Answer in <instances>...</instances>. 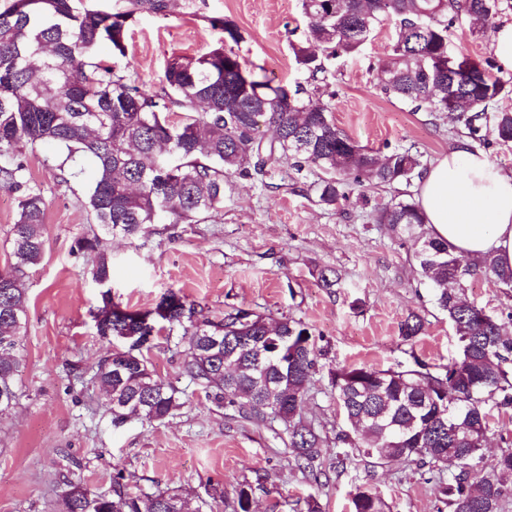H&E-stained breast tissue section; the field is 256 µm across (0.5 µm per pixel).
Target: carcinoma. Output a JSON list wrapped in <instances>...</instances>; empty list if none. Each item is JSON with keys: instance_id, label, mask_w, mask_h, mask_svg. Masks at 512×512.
<instances>
[{"instance_id": "obj_1", "label": "carcinoma", "mask_w": 512, "mask_h": 512, "mask_svg": "<svg viewBox=\"0 0 512 512\" xmlns=\"http://www.w3.org/2000/svg\"><path fill=\"white\" fill-rule=\"evenodd\" d=\"M168 8L166 0H128L113 11L95 0H7L0 8V188L15 194L16 222L10 231L13 263L0 272V411L15 405L22 368L21 336L26 332L27 271L45 255L43 191L27 174L23 155L39 146L58 150L62 182L93 176L84 206L93 223L133 238L154 224H221L224 180H263L268 166L286 161L296 170L321 173L314 183L318 202L336 204L352 181L376 185L410 183L422 175L420 156L393 150L384 157L341 131L329 107L279 96L274 85L250 71L228 44L243 35L231 21L213 18L224 45L194 58L167 62L158 91L146 90L115 65L95 61L98 45L126 54L128 22L141 8ZM307 19L304 39L293 46L296 63L311 76L323 59L354 53L386 18L398 20L392 53L380 66L387 94L415 110L455 113L467 137L483 146L512 142V111L495 103L509 93L483 62L456 57L448 28L460 16L487 25L497 0H301ZM182 121L169 120L171 109ZM278 130L275 140L262 129ZM374 222L406 230L424 224L418 205L400 200L379 209ZM91 257L90 273L101 288L93 312L97 335L122 336L99 362L96 377L112 412V424L145 409L143 420L162 422L180 407L175 388L154 378L146 352L161 328L185 345L182 374L227 402L261 419L288 426L294 461L317 479L323 474L321 439L297 421L316 372L320 350L300 322H277L246 309L214 320L174 290L156 306L130 311L112 302V260L94 235L77 241ZM421 276L434 289L437 307L455 327L459 353L433 373L343 367L333 374L336 401L347 421L360 423L337 441L380 461L402 460L440 467L456 459L458 471L439 478L453 512H502L507 495L502 477L512 475V449L486 463L482 454L489 410L512 406V337L498 320L463 300V282L474 268L512 288V269L493 260L456 254L433 237L415 252ZM417 315L399 327L405 342L422 333ZM62 512H190L176 491H160L146 502L129 496L120 481L110 496L96 494L70 478L63 481ZM353 512H385L381 496L366 484L352 493Z\"/></svg>"}]
</instances>
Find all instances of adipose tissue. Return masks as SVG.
Returning a JSON list of instances; mask_svg holds the SVG:
<instances>
[{
    "label": "adipose tissue",
    "mask_w": 512,
    "mask_h": 512,
    "mask_svg": "<svg viewBox=\"0 0 512 512\" xmlns=\"http://www.w3.org/2000/svg\"><path fill=\"white\" fill-rule=\"evenodd\" d=\"M417 204L433 238L471 259L512 268V173L466 143L450 146L422 175Z\"/></svg>",
    "instance_id": "adipose-tissue-1"
}]
</instances>
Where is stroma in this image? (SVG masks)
Returning <instances> with one entry per match:
<instances>
[{
  "label": "stroma",
  "mask_w": 512,
  "mask_h": 512,
  "mask_svg": "<svg viewBox=\"0 0 512 512\" xmlns=\"http://www.w3.org/2000/svg\"><path fill=\"white\" fill-rule=\"evenodd\" d=\"M215 17L240 28L244 39L236 51L249 69L329 104L337 127L360 145L382 155L407 149L427 166L460 138L448 114L414 110L382 91L378 65L394 41L392 19L357 52L325 59L314 78L297 66L292 51L306 29L299 0H171L167 14L134 15L125 56L113 57L104 45L98 57L159 89L171 57H198L223 39L210 24ZM508 23L512 0H500L484 32L467 18L456 19L452 53L487 62L494 78L512 86V70L501 67L492 48L496 28ZM55 155L50 146L26 154L28 173L46 199V250L26 280L19 398L0 414V512H58L64 478L108 495L118 476L143 500L180 491L191 512H235L245 485L252 490L251 512H295L308 501L319 512H351L350 493L363 483L381 495L388 512H452L432 474L412 463H371L347 454L336 440L348 427L331 383L336 368L407 370L420 361L435 370L458 353L455 330L415 258L427 227L407 231L372 219L391 201L414 200L415 186L352 184L345 199L326 207L317 202L314 173L279 162L264 181L229 179L223 223L182 224L125 239L90 223L82 205L88 176L61 182ZM96 233L112 255V300L127 309L152 308L172 289L214 319L245 308L310 329L323 354L303 419L322 440L320 478L296 467L283 424L242 417L208 398L204 386L181 375V357L163 339L148 358L157 378L180 391L181 407L161 423L134 419L113 426L94 379L106 349L90 316L100 290L87 256L76 248L79 238ZM324 269L336 271V286L323 287ZM464 296L512 335V288L478 273L467 277ZM412 313L423 317L424 332L407 344L399 326Z\"/></svg>",
  "instance_id": "stroma-1"
}]
</instances>
